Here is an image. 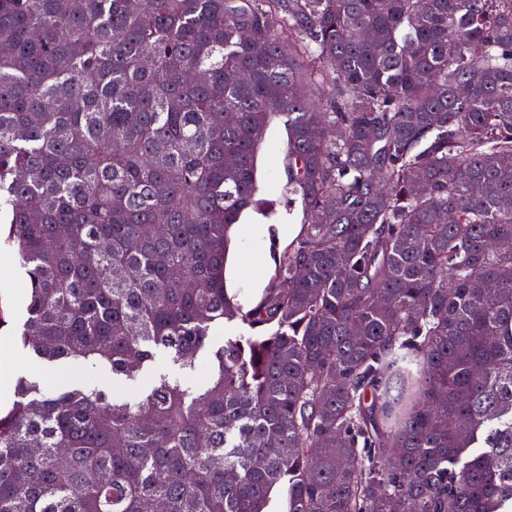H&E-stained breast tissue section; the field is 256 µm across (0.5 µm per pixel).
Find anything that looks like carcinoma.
Masks as SVG:
<instances>
[{
  "instance_id": "1",
  "label": "carcinoma",
  "mask_w": 512,
  "mask_h": 512,
  "mask_svg": "<svg viewBox=\"0 0 512 512\" xmlns=\"http://www.w3.org/2000/svg\"><path fill=\"white\" fill-rule=\"evenodd\" d=\"M2 210L0 512H512V0H0ZM287 131L283 123L273 122L258 153V175L264 195L278 203L277 209L285 213L286 196L282 189L286 183ZM253 224H265L261 226L262 235L258 244V253L245 263L253 266L255 271L246 274L241 265L242 267L240 266L238 270L228 269L226 273L228 288H232L236 298L245 305L257 300L268 285V275L263 271L269 261L270 251L267 220L257 215H247L242 219L237 229V242H243L238 248V257L241 261H245L256 252V241H245L252 236L253 229L256 227ZM27 275L14 250L0 251V312L6 322L0 328V342L14 343L15 330L26 318ZM16 341V340H15Z\"/></svg>"
}]
</instances>
